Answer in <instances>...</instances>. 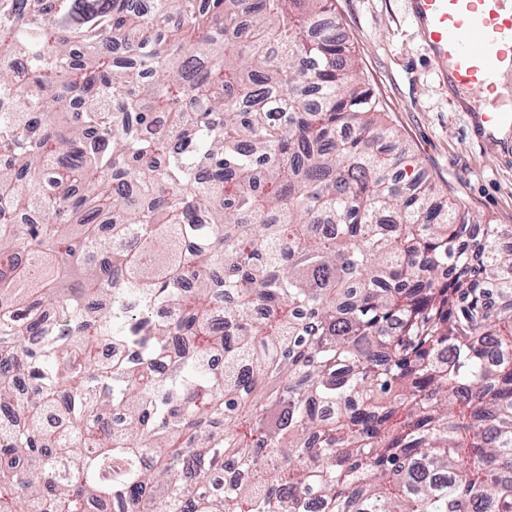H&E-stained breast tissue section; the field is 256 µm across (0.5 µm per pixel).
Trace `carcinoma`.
Masks as SVG:
<instances>
[{"label":"carcinoma","mask_w":512,"mask_h":512,"mask_svg":"<svg viewBox=\"0 0 512 512\" xmlns=\"http://www.w3.org/2000/svg\"><path fill=\"white\" fill-rule=\"evenodd\" d=\"M334 12L0 0V512H512V226Z\"/></svg>","instance_id":"carcinoma-1"}]
</instances>
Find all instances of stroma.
Listing matches in <instances>:
<instances>
[{"instance_id": "35a3bbf8", "label": "stroma", "mask_w": 512, "mask_h": 512, "mask_svg": "<svg viewBox=\"0 0 512 512\" xmlns=\"http://www.w3.org/2000/svg\"><path fill=\"white\" fill-rule=\"evenodd\" d=\"M335 19L363 86L379 99L422 174L480 222L512 225V139L486 140L468 123L472 107H498L504 97L468 104L456 96L418 32L409 0H336Z\"/></svg>"}]
</instances>
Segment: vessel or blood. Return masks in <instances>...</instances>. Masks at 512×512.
<instances>
[{"mask_svg": "<svg viewBox=\"0 0 512 512\" xmlns=\"http://www.w3.org/2000/svg\"><path fill=\"white\" fill-rule=\"evenodd\" d=\"M507 0H411L424 40L452 87L471 95L493 86L512 48V16L504 17ZM473 126L494 137L504 115L474 112Z\"/></svg>", "mask_w": 512, "mask_h": 512, "instance_id": "vessel-or-blood-1", "label": "vessel or blood"}]
</instances>
